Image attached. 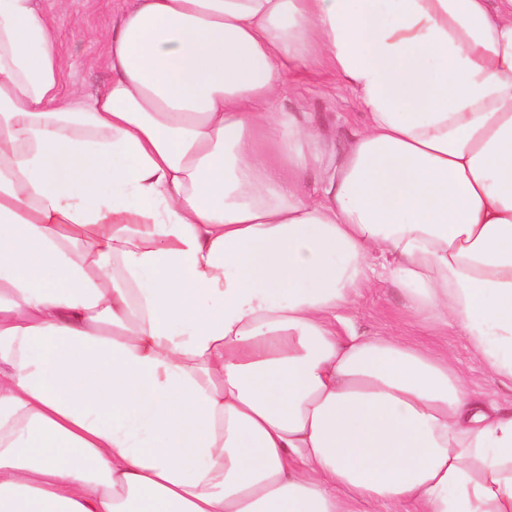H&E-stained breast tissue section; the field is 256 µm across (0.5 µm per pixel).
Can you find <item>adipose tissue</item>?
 Listing matches in <instances>:
<instances>
[{"mask_svg":"<svg viewBox=\"0 0 512 512\" xmlns=\"http://www.w3.org/2000/svg\"><path fill=\"white\" fill-rule=\"evenodd\" d=\"M53 43L0 0V512H512V409L336 327L386 273L512 382V0H131L88 98ZM289 93L284 101L288 110L302 106L303 112H312L328 137H336L342 145L351 134L362 127L365 114L356 92L331 74L312 70L287 79Z\"/></svg>","mask_w":512,"mask_h":512,"instance_id":"obj_1","label":"adipose tissue"}]
</instances>
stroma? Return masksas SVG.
<instances>
[{"mask_svg":"<svg viewBox=\"0 0 512 512\" xmlns=\"http://www.w3.org/2000/svg\"><path fill=\"white\" fill-rule=\"evenodd\" d=\"M123 0H69L66 10H58L55 0H41L53 19L56 49L67 62L64 90L87 95L100 93L112 80L104 33L111 31ZM288 109L302 107L312 113L327 136L344 143L362 127L365 114L356 92L331 74L312 70L289 77ZM346 316L358 335L396 336L423 348H446L453 352L458 366L468 370L474 391L500 405L512 407V384L494 379L475 367L463 336L449 332L431 335L404 306L398 287L391 280L361 289L355 306Z\"/></svg>","mask_w":512,"mask_h":512,"instance_id":"stroma-1","label":"stroma"}]
</instances>
